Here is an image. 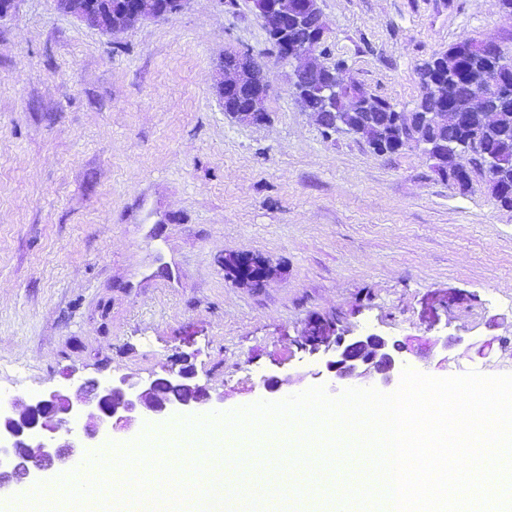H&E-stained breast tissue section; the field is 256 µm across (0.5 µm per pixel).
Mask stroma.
<instances>
[{"mask_svg": "<svg viewBox=\"0 0 512 512\" xmlns=\"http://www.w3.org/2000/svg\"><path fill=\"white\" fill-rule=\"evenodd\" d=\"M316 51L413 111L426 62L460 39L512 58L500 0H320ZM251 54L266 116L216 92L227 52ZM252 0H188L113 37L18 0L0 20V380L19 397L75 380L147 381L194 354L225 411L330 388L300 348L307 323L410 341L406 368L512 374V209L460 190L422 148L376 154L324 132L293 94ZM270 275L239 283L227 254Z\"/></svg>", "mask_w": 512, "mask_h": 512, "instance_id": "1", "label": "stroma"}]
</instances>
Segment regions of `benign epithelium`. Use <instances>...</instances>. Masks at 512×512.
<instances>
[{
	"label": "benign epithelium",
	"instance_id": "1",
	"mask_svg": "<svg viewBox=\"0 0 512 512\" xmlns=\"http://www.w3.org/2000/svg\"><path fill=\"white\" fill-rule=\"evenodd\" d=\"M62 11L79 21L117 36L130 27L182 10L188 0H127L116 20H103L100 0H60ZM257 17L270 39L288 62L313 55L323 38L325 27L319 0H253ZM306 25L311 42L302 47L288 45L285 38L288 18ZM224 81L217 86L220 97L228 92L249 96V111L262 119L267 91L264 71L246 54H234V64L223 67ZM360 85L346 80L334 67L307 64L294 69V93L301 109H306L309 94L317 92L331 109L332 127L349 130L336 105L359 96ZM425 119L440 125L455 124L459 115L441 107L425 114ZM443 154L455 155V171L448 179L466 180V160L448 145ZM303 350L322 359L327 372L341 383L372 380L380 386L391 384L404 365V342L375 333L352 335L334 322L309 321L302 341ZM224 411V396L214 395L199 382L194 358L184 354L179 367L146 383L130 375L111 380L86 379L72 392L51 391L41 397L13 398L8 409L0 410V491L42 473H57L73 467L81 458L80 449L97 436L107 433L120 442L148 421L164 422L177 413L197 415Z\"/></svg>",
	"mask_w": 512,
	"mask_h": 512
}]
</instances>
